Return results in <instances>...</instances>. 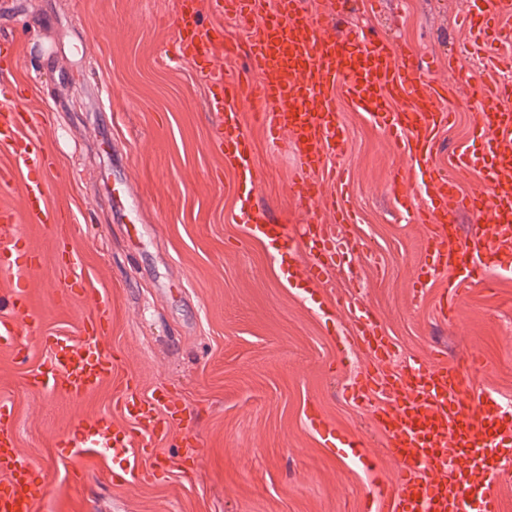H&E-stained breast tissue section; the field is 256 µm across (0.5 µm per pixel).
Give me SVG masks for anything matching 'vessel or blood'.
Segmentation results:
<instances>
[{
  "label": "vessel or blood",
  "mask_w": 512,
  "mask_h": 512,
  "mask_svg": "<svg viewBox=\"0 0 512 512\" xmlns=\"http://www.w3.org/2000/svg\"><path fill=\"white\" fill-rule=\"evenodd\" d=\"M178 37L182 57L197 63L202 76L212 73L216 51L234 53L224 42L219 26L197 21L198 0H179ZM512 0H470L460 17L470 38L448 57L451 83L416 74V56L377 34L354 26L325 28L311 12L308 0H222L246 37L251 70L260 76L253 82L226 77L214 95V111L224 115V134L219 147L224 161L239 174V190L251 194L256 182L242 129V111L251 110L278 146L299 162L300 173L290 190L310 216L305 239L313 255L304 275L322 280L339 258L336 229L353 221L343 200L328 194L333 176L327 167L331 156L347 149V131L337 115L338 99L364 112L371 124L401 140L408 169L395 176L390 190L398 202L419 192L427 204L415 211L413 221L425 225L428 261L418 268L416 280L426 285L439 271L453 273L441 300L442 311H451L460 298V287L470 280L486 279L512 271V83L501 81L502 59L497 55L499 17ZM477 60L492 79L480 92L471 113L466 144L448 155L447 167L434 162L440 129L450 125L453 113L446 105L449 85L464 86L468 71L459 57ZM17 109L0 106V147H7L16 168L47 169L39 125L30 124L26 138H19ZM458 172L480 173L486 189L462 193L454 179ZM44 181L26 185L22 212L0 208V268L19 269L20 255L1 239L16 224H45L50 211L45 205ZM469 212L485 223L464 245H454L456 216ZM251 231L270 239L278 250L290 252L293 238L283 224H273L260 210L246 214ZM12 314L0 316V346L15 357H24L16 313L29 312L25 287H17ZM109 313L95 309L82 324L79 341L46 336L50 351L43 371L27 384L35 391L59 390L67 397L83 399L112 381V354L107 348ZM358 336L374 357L392 351L380 325L362 321ZM481 361L472 358L470 370L430 363L412 367L400 376L373 373L359 381L357 391L367 398L383 393H403L402 404L379 411V427L387 451L396 460L393 477L378 482L366 512H501L492 486L501 474L506 451L512 450V412L501 410L492 396L478 391L473 373ZM122 412L133 413L137 427L165 434L169 421L154 403L125 390L117 400ZM13 409L0 404V512H37L48 485L17 448L12 429ZM136 438L111 416L84 420L77 439H65L61 448L69 455L79 451L120 454L135 447Z\"/></svg>",
  "instance_id": "obj_1"
}]
</instances>
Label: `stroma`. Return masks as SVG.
I'll return each instance as SVG.
<instances>
[{"instance_id":"stroma-1","label":"stroma","mask_w":512,"mask_h":512,"mask_svg":"<svg viewBox=\"0 0 512 512\" xmlns=\"http://www.w3.org/2000/svg\"><path fill=\"white\" fill-rule=\"evenodd\" d=\"M467 0H354L352 25L413 50L422 76L447 79L446 58L465 31ZM177 0H0V37L15 44L0 70V104L32 113L53 161L46 200L52 226L23 224L33 268L0 272V294L29 286L25 362L0 350V402L12 405L18 449L45 475L40 512H363L375 477L395 461L357 378L431 361L468 367L476 385L512 402V277L463 288L441 315L440 274L417 286L426 227L407 221L389 190L406 158L391 137L347 103L343 156L329 158L356 221L341 229L343 264L323 281L301 272L308 217L289 186L293 162L251 118L253 198L296 241L291 256L236 216L244 199L217 145V88L192 61L175 59ZM449 89L454 126L440 160L463 141L484 73ZM108 299L112 381L91 397L27 390L44 367L41 339L79 337L91 298L65 299L73 275ZM377 321L391 357L371 358L358 319ZM183 410L166 436L147 431L139 477L120 484L112 457L74 458L57 443L81 420L109 413L126 386Z\"/></svg>"}]
</instances>
